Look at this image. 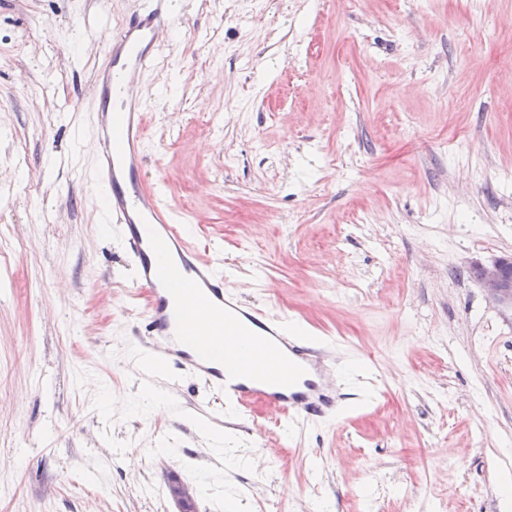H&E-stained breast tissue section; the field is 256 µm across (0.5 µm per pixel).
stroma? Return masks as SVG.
<instances>
[{"label":"stroma","mask_w":512,"mask_h":512,"mask_svg":"<svg viewBox=\"0 0 512 512\" xmlns=\"http://www.w3.org/2000/svg\"><path fill=\"white\" fill-rule=\"evenodd\" d=\"M170 0L146 166L246 302L334 341L345 406L295 420L164 365L89 181L105 39L143 0H0V512H502L512 0ZM234 433L210 450L209 435ZM478 281L494 303L512 309V257H501L476 268Z\"/></svg>","instance_id":"35a3bbf8"}]
</instances>
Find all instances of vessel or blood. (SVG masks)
Returning a JSON list of instances; mask_svg holds the SVG:
<instances>
[{
  "label": "vessel or blood",
  "mask_w": 512,
  "mask_h": 512,
  "mask_svg": "<svg viewBox=\"0 0 512 512\" xmlns=\"http://www.w3.org/2000/svg\"><path fill=\"white\" fill-rule=\"evenodd\" d=\"M173 18L168 0H149L107 36L108 61L94 85V167L90 181L106 196L107 223L117 225L136 275L130 286L147 296L146 347L158 359L208 382L237 406L254 403L307 419L335 415L338 402L316 383L333 371L325 345L289 335L288 321L245 306L217 261L202 259L179 229L175 210L146 176L145 90ZM253 337L259 352L250 368L215 366L209 337Z\"/></svg>",
  "instance_id": "b4317fda"
}]
</instances>
